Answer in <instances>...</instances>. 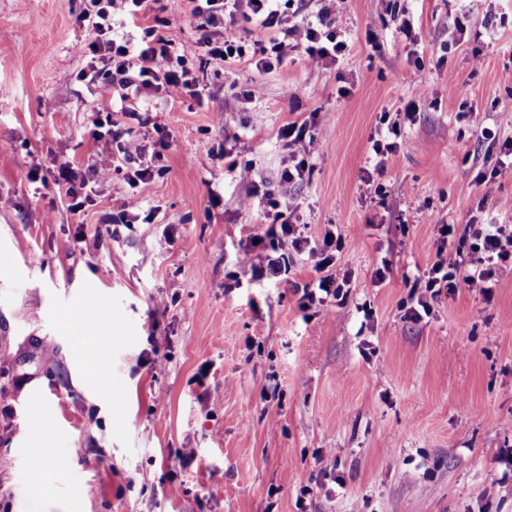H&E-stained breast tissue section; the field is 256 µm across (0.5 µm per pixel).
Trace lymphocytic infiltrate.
<instances>
[{"instance_id":"lymphocytic-infiltrate-1","label":"lymphocytic infiltrate","mask_w":512,"mask_h":512,"mask_svg":"<svg viewBox=\"0 0 512 512\" xmlns=\"http://www.w3.org/2000/svg\"><path fill=\"white\" fill-rule=\"evenodd\" d=\"M85 21L96 32L95 41L87 46L91 58L111 66L113 73H135L140 85L175 98L195 86L188 70L174 69L171 63L170 42L157 29L144 26L139 43L133 44L114 32L115 16L124 22L143 23L145 18L164 11V0H89ZM190 14L201 31V45L213 59L221 62L241 59L245 50L236 41L213 39L215 28L234 24L239 10L249 11L258 20L260 32L266 35L268 46L262 49L253 64L256 70L271 71L281 64L288 51L304 49L312 66L320 68L336 63L345 55L348 44L341 38V0H323L315 17L292 24L285 11L275 8L273 0H188ZM112 90L103 86L92 120L91 136L98 147L94 172L107 178L112 171L127 169L130 193L124 206L127 211L141 207L137 189L151 176L145 164L140 141L123 139L121 131L112 129L110 103ZM412 109L403 116H383L382 129L370 139V157L377 173H384L389 158L398 152L403 140L406 121L412 120ZM271 226L266 237L276 255L267 262L269 277L278 279L288 273L287 249L305 253L306 261L316 273L314 283L302 289L301 306L308 309L325 305L329 300L346 301L349 274L335 264V254L342 237L335 229H325L321 239L309 240L300 225L290 223L285 212L271 214ZM440 244L429 260L412 293L410 313L413 319L431 313L432 305L441 296L457 288L491 297L496 286V274L512 266V224H476L461 226L442 224L438 227Z\"/></svg>"}]
</instances>
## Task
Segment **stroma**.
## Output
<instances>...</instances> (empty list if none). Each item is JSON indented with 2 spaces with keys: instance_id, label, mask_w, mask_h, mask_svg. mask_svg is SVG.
Wrapping results in <instances>:
<instances>
[{
  "instance_id": "obj_1",
  "label": "stroma",
  "mask_w": 512,
  "mask_h": 512,
  "mask_svg": "<svg viewBox=\"0 0 512 512\" xmlns=\"http://www.w3.org/2000/svg\"><path fill=\"white\" fill-rule=\"evenodd\" d=\"M88 7L0 0V512H512V267L492 300L461 288L421 321L404 311L438 225L512 224V175L476 181L498 156L483 128L512 137V0H344L349 53L316 68L297 49L268 74L187 54L195 23L169 0L161 29L199 93L103 70L113 122L161 155L139 187L153 220L109 232L129 187L92 172ZM410 102L380 197L369 139ZM315 112V143L280 139ZM228 154L271 190L306 160L293 221L312 238L337 226L345 304L302 309L304 255L278 282L254 275L265 249L239 264L268 225L240 210L253 183L225 178ZM68 164L89 188L77 213ZM94 296L97 320H61Z\"/></svg>"
}]
</instances>
